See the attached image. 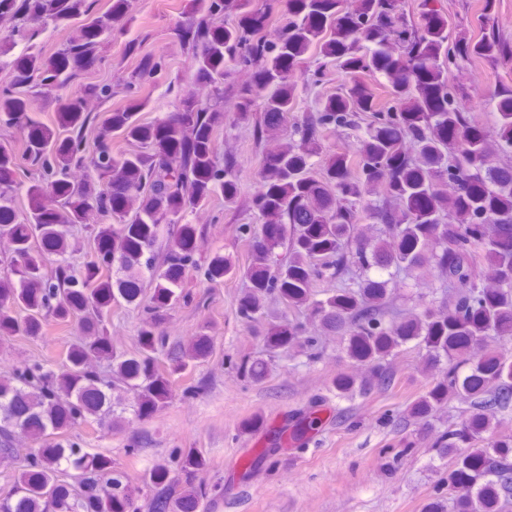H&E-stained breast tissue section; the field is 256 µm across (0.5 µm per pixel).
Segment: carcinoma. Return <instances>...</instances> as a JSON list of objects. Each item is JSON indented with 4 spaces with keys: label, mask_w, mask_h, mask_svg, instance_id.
<instances>
[{
    "label": "carcinoma",
    "mask_w": 512,
    "mask_h": 512,
    "mask_svg": "<svg viewBox=\"0 0 512 512\" xmlns=\"http://www.w3.org/2000/svg\"><path fill=\"white\" fill-rule=\"evenodd\" d=\"M274 2L286 23L270 39L249 0H190L179 36L194 63L195 88L169 84L176 109L160 123L136 119L142 85L167 68L163 56L145 54L119 82L82 86L50 128L25 125L27 112L53 107L61 86L106 58L108 39L131 22L129 0H112L106 21L82 28L49 60L38 51L46 25L91 12L95 0H0V55L18 40L29 44L0 83V126L28 129L31 203L21 217L9 206L19 189L16 162L0 143V233L14 246L13 268L0 275V340L39 336L50 319L77 317L81 330L57 368L27 364L0 379V464L23 458L0 512H139L112 457L63 436L112 426V380L89 366L90 357L106 360L120 382H134L145 415L171 401L172 373L209 352L207 338L197 336L167 352L170 368L160 367L157 325L165 310L188 300L179 287L186 268L209 280L232 272L220 257L196 259L195 227L185 222L216 191L228 202L238 194L237 160L219 157L214 137L224 126L226 87L265 150L251 198L261 224L237 226L252 240L241 319L258 321L269 302L295 313L268 328L265 344L271 352L298 345L310 363L322 357L325 332L340 335L346 357L367 369L364 393L396 385L386 360L397 351L421 353L426 370L441 367L404 416L427 419L454 398L467 405L433 443L452 466L429 512H512V437H485L512 417V86L494 90L496 121L488 131L463 108L467 87L448 82L459 63L512 58V49L491 30L474 40L460 28L450 44L444 19L428 12L412 22L401 0H354L349 11L344 0ZM227 15L234 21L225 22ZM313 47L354 80L294 118L283 141L280 127L298 91L291 72ZM232 66L250 71L251 81L224 85ZM365 70L387 76L392 107L378 108L369 86L355 79ZM118 94L128 107L105 113ZM327 130L345 132L353 151L324 154ZM119 131L137 144L122 159L112 155ZM362 212L376 225L370 234ZM77 224L89 229L98 260L53 278L45 259L65 256ZM164 226L171 232L159 268L154 247ZM283 245L284 258L277 253ZM112 261L127 273L115 292L103 275ZM374 267L387 277L370 275ZM403 272L414 275L419 311L388 305ZM145 278L154 288L150 317L138 334V356L124 359L112 350L104 310L118 296L135 302ZM320 280L336 281L324 298L314 290ZM17 430L34 442L24 454L12 443ZM206 466L186 448L153 462L151 512H206L207 490L194 484Z\"/></svg>",
    "instance_id": "cac0c4a2"
}]
</instances>
